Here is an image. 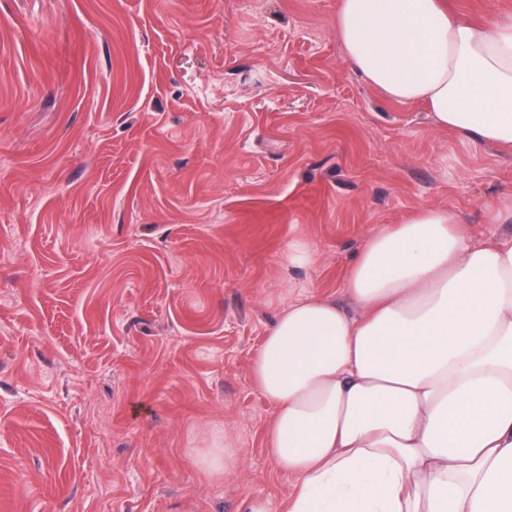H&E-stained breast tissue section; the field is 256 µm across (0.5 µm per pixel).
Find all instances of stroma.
<instances>
[{
	"instance_id": "1",
	"label": "stroma",
	"mask_w": 512,
	"mask_h": 512,
	"mask_svg": "<svg viewBox=\"0 0 512 512\" xmlns=\"http://www.w3.org/2000/svg\"><path fill=\"white\" fill-rule=\"evenodd\" d=\"M460 19L512 0H448ZM336 0H0V512H241L290 489L250 363L370 237L512 235V152L346 63ZM310 256L292 261L293 248ZM243 455L216 480L212 432Z\"/></svg>"
}]
</instances>
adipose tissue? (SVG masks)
Instances as JSON below:
<instances>
[{
  "instance_id": "obj_1",
  "label": "adipose tissue",
  "mask_w": 512,
  "mask_h": 512,
  "mask_svg": "<svg viewBox=\"0 0 512 512\" xmlns=\"http://www.w3.org/2000/svg\"><path fill=\"white\" fill-rule=\"evenodd\" d=\"M355 72L433 123L512 148V20L480 26L446 0H337ZM444 208L376 232L352 265L348 314L307 296L252 359L282 512H512V237L474 242ZM241 451L213 437L202 468Z\"/></svg>"
}]
</instances>
